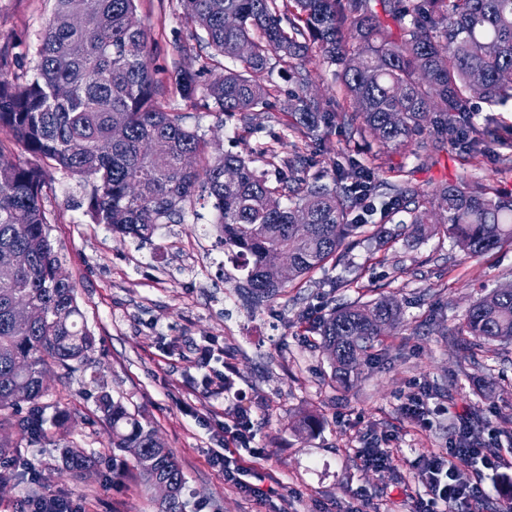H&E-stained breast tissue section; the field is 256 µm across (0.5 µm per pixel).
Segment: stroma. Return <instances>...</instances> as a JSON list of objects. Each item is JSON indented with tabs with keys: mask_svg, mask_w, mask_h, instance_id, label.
<instances>
[{
	"mask_svg": "<svg viewBox=\"0 0 512 512\" xmlns=\"http://www.w3.org/2000/svg\"><path fill=\"white\" fill-rule=\"evenodd\" d=\"M54 0H0V75L32 73L37 48ZM151 53L160 72L174 64L196 70L202 58H178L175 44L189 36L176 0H137ZM184 124L205 133L213 154L250 156L251 138H240L232 120L208 109L203 96H170ZM473 121L479 166L459 150L422 149L418 157L383 156L373 172L394 179L405 169L413 186L475 177L501 194L512 193V103L478 104ZM86 189L77 178L53 176L45 207L49 237L60 268L73 282L78 306L96 348L91 364L47 376L45 399L69 416L66 441L95 457L89 476L57 471L60 449L13 431L14 453L43 475L41 483L16 479L0 486V512H19L23 500L45 490L81 499L85 512H158V495L146 490L134 469L112 478L111 433L98 409L107 390L139 413L176 456L186 478L185 512H419L424 495L415 460L442 453L463 421L474 425L473 441L497 448L495 469L467 465L464 477L487 495L474 512H499L503 487L512 486V341L494 351L466 347L456 328L469 306L499 286L512 285V245L473 257L443 234L380 233L355 243L344 263L316 274L312 283L290 286L260 304L235 288L237 271L224 260L216 213L195 191L184 221L160 225L139 242L92 223L85 213ZM396 295L399 321L382 338L381 352L350 387L331 382V365L313 327L341 303ZM212 365L232 364L234 385L225 397L201 392V348ZM489 382L486 390L477 381ZM426 389V423L403 410L407 396ZM251 415L252 447L239 455L263 476L271 497L259 501L226 484L214 454L220 426L236 410ZM306 414L318 426L309 435L295 427ZM377 442L391 449L389 470L363 469L359 448Z\"/></svg>",
	"mask_w": 512,
	"mask_h": 512,
	"instance_id": "stroma-1",
	"label": "stroma"
}]
</instances>
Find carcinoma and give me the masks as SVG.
<instances>
[{"instance_id": "cac0c4a2", "label": "carcinoma", "mask_w": 512, "mask_h": 512, "mask_svg": "<svg viewBox=\"0 0 512 512\" xmlns=\"http://www.w3.org/2000/svg\"><path fill=\"white\" fill-rule=\"evenodd\" d=\"M381 3L397 31L372 0H180L190 37L211 49L202 68L224 70L207 85L206 98L237 130L250 137L261 131L254 116L273 111L276 97L270 60L288 66L294 90L284 126L298 141L286 156L280 138L259 141L254 157L245 158L210 156L205 137L159 100L165 81L151 66L137 0H56L34 73L0 78V457L13 456L10 430L17 426L32 441L47 438L42 378L54 366L80 369L95 348L73 283L55 276L59 260L43 203L52 169L90 187L92 223L141 241L157 225L183 219V203L203 183L218 213L224 254L245 272L244 288L256 302L341 262L378 210L377 198L384 222L403 214L415 233L429 213L438 214L435 228L472 256L512 244V196L487 185L461 180L428 197L407 179H373L378 155L359 160L340 153L327 183L308 157L309 143L336 128L404 154H415L427 134L438 148L464 149L477 131L475 105L512 101V0ZM71 15L82 17L83 27L66 26ZM315 53L335 67L343 100L335 111L311 93L320 77ZM199 78L180 67L168 75L183 98L196 94ZM117 127L123 136L114 139ZM17 144L28 155L24 162L14 158ZM187 155L190 167L183 164ZM227 169L235 180H225ZM284 252L291 273L276 281L272 272ZM18 254L25 264L16 262ZM21 301L25 317L14 310ZM400 314L391 295L332 309L318 335L336 384L349 386L375 359L380 337ZM459 335L478 346L512 341V288L474 301ZM98 402L112 429V451L131 457L146 488L172 485L161 512H184L185 476L151 424L104 390ZM93 467L91 456L63 448L58 469L83 476Z\"/></svg>"}]
</instances>
